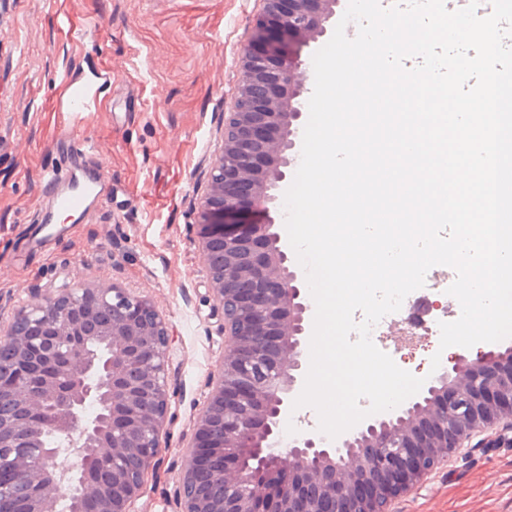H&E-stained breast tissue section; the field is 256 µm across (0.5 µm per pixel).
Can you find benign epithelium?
<instances>
[{
  "instance_id": "benign-epithelium-1",
  "label": "benign epithelium",
  "mask_w": 512,
  "mask_h": 512,
  "mask_svg": "<svg viewBox=\"0 0 512 512\" xmlns=\"http://www.w3.org/2000/svg\"><path fill=\"white\" fill-rule=\"evenodd\" d=\"M335 5L263 0L240 50L224 156L207 174L218 192L196 207L223 218L200 225V245L224 357L186 448L182 512H387L468 443L512 446V354L482 350L342 436L282 444L309 304L276 231V190L302 145L301 49L327 34ZM168 341L155 304L116 285L52 284L0 326V512H58L64 497L75 512H133L168 421Z\"/></svg>"
}]
</instances>
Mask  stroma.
Instances as JSON below:
<instances>
[{
  "label": "stroma",
  "instance_id": "1",
  "mask_svg": "<svg viewBox=\"0 0 512 512\" xmlns=\"http://www.w3.org/2000/svg\"><path fill=\"white\" fill-rule=\"evenodd\" d=\"M262 0H0V321L33 291L98 278L147 295L169 327L170 421L138 512H180L187 443L222 362L224 332L192 222L209 147L231 111L239 53ZM81 43H71L69 30ZM107 74L80 135L116 193L90 224L27 248L70 80ZM388 512H512V447L466 448Z\"/></svg>",
  "mask_w": 512,
  "mask_h": 512
}]
</instances>
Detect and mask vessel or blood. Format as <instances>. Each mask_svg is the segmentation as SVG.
Segmentation results:
<instances>
[{
	"instance_id": "obj_1",
	"label": "vessel or blood",
	"mask_w": 512,
	"mask_h": 512,
	"mask_svg": "<svg viewBox=\"0 0 512 512\" xmlns=\"http://www.w3.org/2000/svg\"><path fill=\"white\" fill-rule=\"evenodd\" d=\"M66 112L54 138L61 166L48 174L34 218L39 229L32 237L35 247L61 239L67 227L61 216L75 215L90 222L103 207L111 205L113 188L102 163L90 162L91 152L75 133V121L89 112L96 94L81 83L67 84L62 92Z\"/></svg>"
}]
</instances>
